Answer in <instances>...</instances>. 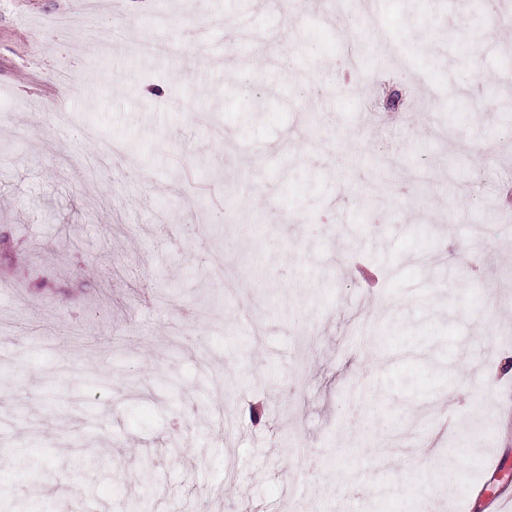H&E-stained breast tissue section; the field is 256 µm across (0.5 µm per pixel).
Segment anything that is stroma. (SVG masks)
Wrapping results in <instances>:
<instances>
[{
  "label": "stroma",
  "mask_w": 512,
  "mask_h": 512,
  "mask_svg": "<svg viewBox=\"0 0 512 512\" xmlns=\"http://www.w3.org/2000/svg\"><path fill=\"white\" fill-rule=\"evenodd\" d=\"M288 3L0 0V233L25 246L0 256L11 500L491 512L512 493V385L448 402L461 366L512 358V221L470 205L512 175V53L477 45L488 20L461 0H380L356 35ZM349 44L359 103L334 68ZM448 224L484 278L447 264Z\"/></svg>",
  "instance_id": "1"
}]
</instances>
